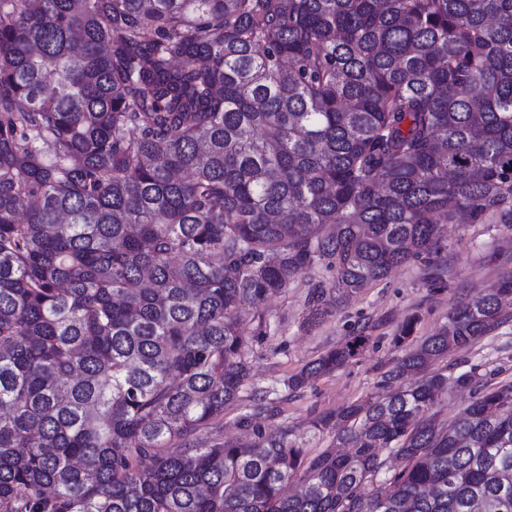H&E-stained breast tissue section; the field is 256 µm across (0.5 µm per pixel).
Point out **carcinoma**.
Returning a JSON list of instances; mask_svg holds the SVG:
<instances>
[{
    "label": "carcinoma",
    "instance_id": "obj_1",
    "mask_svg": "<svg viewBox=\"0 0 512 512\" xmlns=\"http://www.w3.org/2000/svg\"><path fill=\"white\" fill-rule=\"evenodd\" d=\"M493 218L512 0H0V512H512V381L461 374L439 426L433 368L502 323L512 275L413 347L402 324L389 393L312 424L348 452L196 444L288 275L334 273L313 325L412 259L442 280L438 225Z\"/></svg>",
    "mask_w": 512,
    "mask_h": 512
}]
</instances>
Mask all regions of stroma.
<instances>
[{
    "instance_id": "35a3bbf8",
    "label": "stroma",
    "mask_w": 512,
    "mask_h": 512,
    "mask_svg": "<svg viewBox=\"0 0 512 512\" xmlns=\"http://www.w3.org/2000/svg\"><path fill=\"white\" fill-rule=\"evenodd\" d=\"M441 234L447 268L442 287L432 286L427 266L410 261L311 328L304 324L307 293L312 284L331 282L330 271L316 267L298 274L289 280L286 292L265 301V332L251 337L249 343L250 386L280 385L346 337L362 334L370 342L357 362L279 397L278 414L260 421L263 430L288 427L312 456L329 448L331 435L314 433L313 420L378 393L383 373L399 355L393 338L406 319L417 320L414 339L431 335L455 306L496 287L512 273V224H445ZM447 364L448 396L436 415L441 424L450 423L472 398L470 388L456 384L460 374L473 372L494 383L512 381V310L492 333L449 353ZM243 412V402L227 406L223 418L198 432V443L207 447L225 440H253L252 428L238 422Z\"/></svg>"
}]
</instances>
